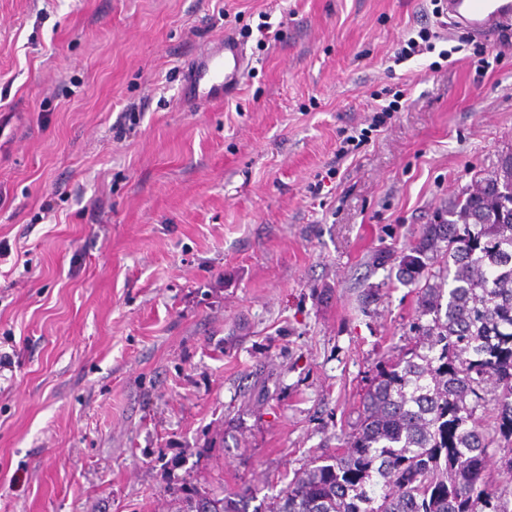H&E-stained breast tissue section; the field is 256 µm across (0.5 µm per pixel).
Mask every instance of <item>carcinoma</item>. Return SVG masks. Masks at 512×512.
<instances>
[{
    "label": "carcinoma",
    "mask_w": 512,
    "mask_h": 512,
    "mask_svg": "<svg viewBox=\"0 0 512 512\" xmlns=\"http://www.w3.org/2000/svg\"><path fill=\"white\" fill-rule=\"evenodd\" d=\"M512 153L401 251L418 286L414 342L379 366L359 425L313 461L269 512H507L483 473L484 413L507 442L512 482ZM429 284L419 286L421 279ZM237 499L185 490L179 512H245Z\"/></svg>",
    "instance_id": "cac0c4a2"
}]
</instances>
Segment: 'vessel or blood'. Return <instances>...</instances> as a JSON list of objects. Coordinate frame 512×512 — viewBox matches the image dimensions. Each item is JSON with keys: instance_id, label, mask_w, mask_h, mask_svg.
Returning a JSON list of instances; mask_svg holds the SVG:
<instances>
[{"instance_id": "1", "label": "vessel or blood", "mask_w": 512, "mask_h": 512, "mask_svg": "<svg viewBox=\"0 0 512 512\" xmlns=\"http://www.w3.org/2000/svg\"><path fill=\"white\" fill-rule=\"evenodd\" d=\"M446 13L451 26L492 40L512 24V0H448ZM245 66L246 54L240 43L231 38L218 43L188 69L187 102L213 103L235 95Z\"/></svg>"}]
</instances>
